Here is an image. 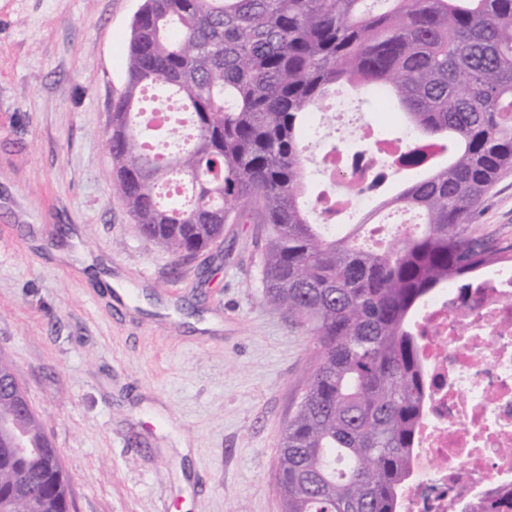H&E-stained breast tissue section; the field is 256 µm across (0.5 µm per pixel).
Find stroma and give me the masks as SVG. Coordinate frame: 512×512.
<instances>
[{
  "label": "stroma",
  "instance_id": "stroma-1",
  "mask_svg": "<svg viewBox=\"0 0 512 512\" xmlns=\"http://www.w3.org/2000/svg\"><path fill=\"white\" fill-rule=\"evenodd\" d=\"M143 0H0V354L75 512H282L276 459L317 343L265 298L258 224L184 258L140 235L104 131ZM476 223L512 236V174ZM124 296L89 279L86 260ZM217 320L200 333L196 316Z\"/></svg>",
  "mask_w": 512,
  "mask_h": 512
}]
</instances>
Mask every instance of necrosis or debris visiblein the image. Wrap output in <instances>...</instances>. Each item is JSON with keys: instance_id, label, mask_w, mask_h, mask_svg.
Masks as SVG:
<instances>
[{"instance_id": "necrosis-or-debris-1", "label": "necrosis or debris", "mask_w": 512, "mask_h": 512, "mask_svg": "<svg viewBox=\"0 0 512 512\" xmlns=\"http://www.w3.org/2000/svg\"><path fill=\"white\" fill-rule=\"evenodd\" d=\"M410 133L364 155L319 161L351 193L318 209L342 219L377 196ZM427 371L425 408L401 493V512H491L512 505V265L475 272L465 286L436 291L413 320Z\"/></svg>"}]
</instances>
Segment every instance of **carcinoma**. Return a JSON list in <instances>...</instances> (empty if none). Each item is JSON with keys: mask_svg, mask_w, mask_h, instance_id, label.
Masks as SVG:
<instances>
[{"mask_svg": "<svg viewBox=\"0 0 512 512\" xmlns=\"http://www.w3.org/2000/svg\"><path fill=\"white\" fill-rule=\"evenodd\" d=\"M366 2L144 0L105 133L113 190L168 251L263 225L264 296L319 345L280 441L284 512H401L426 384L409 317L438 288L512 261L511 237L474 230L512 172V0ZM342 80L414 130L399 166L431 169L390 201L422 232L384 249L328 235L300 202L311 108ZM167 102L174 117L149 124ZM19 419L23 459L9 451ZM71 492L37 415L0 394V508L62 512Z\"/></svg>", "mask_w": 512, "mask_h": 512, "instance_id": "carcinoma-1", "label": "carcinoma"}]
</instances>
